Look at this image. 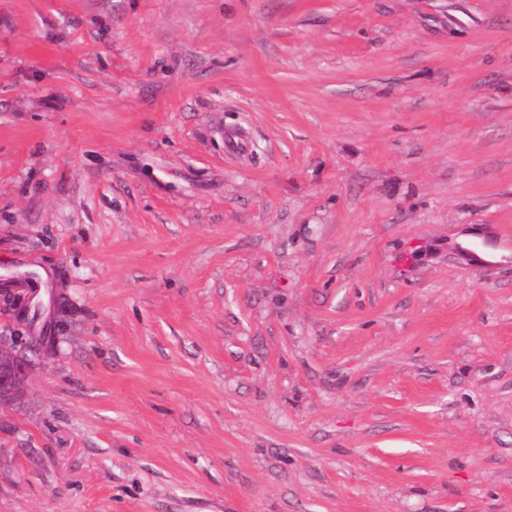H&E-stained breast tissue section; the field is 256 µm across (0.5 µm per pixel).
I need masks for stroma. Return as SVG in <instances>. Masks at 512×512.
I'll use <instances>...</instances> for the list:
<instances>
[{
	"label": "stroma",
	"mask_w": 512,
	"mask_h": 512,
	"mask_svg": "<svg viewBox=\"0 0 512 512\" xmlns=\"http://www.w3.org/2000/svg\"><path fill=\"white\" fill-rule=\"evenodd\" d=\"M0 512H512V0H0ZM23 357L0 338V403L8 400L17 390L26 372Z\"/></svg>",
	"instance_id": "1"
}]
</instances>
